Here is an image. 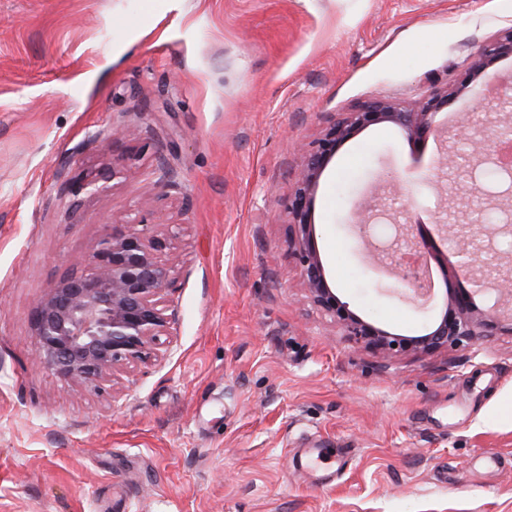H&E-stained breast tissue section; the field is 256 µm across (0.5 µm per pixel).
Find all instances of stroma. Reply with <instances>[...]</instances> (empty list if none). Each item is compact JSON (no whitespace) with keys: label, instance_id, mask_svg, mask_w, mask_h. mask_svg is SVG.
Returning a JSON list of instances; mask_svg holds the SVG:
<instances>
[{"label":"stroma","instance_id":"obj_1","mask_svg":"<svg viewBox=\"0 0 512 512\" xmlns=\"http://www.w3.org/2000/svg\"><path fill=\"white\" fill-rule=\"evenodd\" d=\"M512 28V0H0V512H512V334L384 359L314 307L288 252L286 205L329 119L415 106L472 77ZM512 101L462 95L419 141L387 125L339 145L315 197L329 284L350 310L416 336L467 280L398 293L395 220L465 251L504 198L460 196L467 133ZM166 165L178 189L158 183ZM107 191L68 183L104 170ZM366 237L350 229L368 193ZM176 225L164 356L114 390L36 361L30 312L110 225ZM338 448L317 473L297 459ZM512 53V30L483 45L471 66L473 74H482L489 64L506 54Z\"/></svg>","mask_w":512,"mask_h":512}]
</instances>
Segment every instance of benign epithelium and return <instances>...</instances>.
Returning <instances> with one entry per match:
<instances>
[{"label": "benign epithelium", "instance_id": "obj_1", "mask_svg": "<svg viewBox=\"0 0 512 512\" xmlns=\"http://www.w3.org/2000/svg\"><path fill=\"white\" fill-rule=\"evenodd\" d=\"M512 53V30L483 45L471 70L483 73L489 64ZM462 86L450 85L433 92L415 107L386 98L365 101L341 113L321 138L304 150L301 171L288 199V250L300 269L310 301L341 334L386 358L408 351L422 353L469 345L478 340L512 333V313L503 317L502 290L491 280L482 292L495 294L483 309L467 305V292L450 299V307L428 331L416 337L401 336L348 311L331 288L317 247V225L311 208L336 146L362 129L377 124L392 126L410 136L435 132L433 113L451 105ZM110 174L73 183V195L102 192ZM410 225L396 227V238L407 244L414 261L401 268L400 277L410 290L422 294L425 265L421 246L412 240ZM170 236L156 230L144 216L132 223L114 224L94 245L79 274L59 278L31 313L33 337L40 364L66 384L101 391L115 373L156 360L162 355V337L169 335L166 297L177 288L174 267L164 258ZM448 273L468 279L484 277L482 261L470 252L446 257Z\"/></svg>", "mask_w": 512, "mask_h": 512}]
</instances>
